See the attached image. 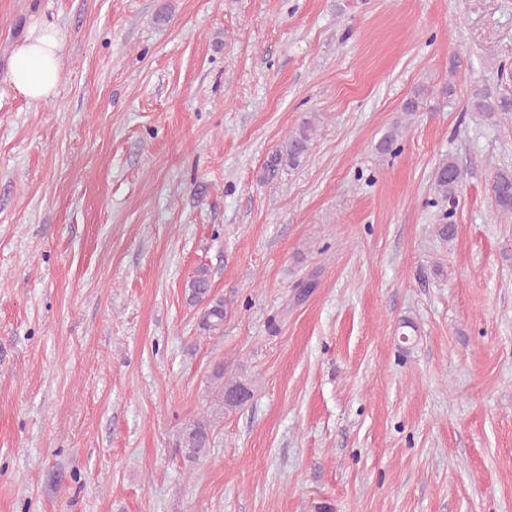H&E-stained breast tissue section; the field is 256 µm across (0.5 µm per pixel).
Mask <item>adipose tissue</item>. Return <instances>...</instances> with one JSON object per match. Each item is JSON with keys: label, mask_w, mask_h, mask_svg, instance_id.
I'll return each mask as SVG.
<instances>
[{"label": "adipose tissue", "mask_w": 512, "mask_h": 512, "mask_svg": "<svg viewBox=\"0 0 512 512\" xmlns=\"http://www.w3.org/2000/svg\"><path fill=\"white\" fill-rule=\"evenodd\" d=\"M63 31L52 22L33 18L26 36L13 49L9 74L15 90L31 102L51 97L62 75Z\"/></svg>", "instance_id": "1"}]
</instances>
